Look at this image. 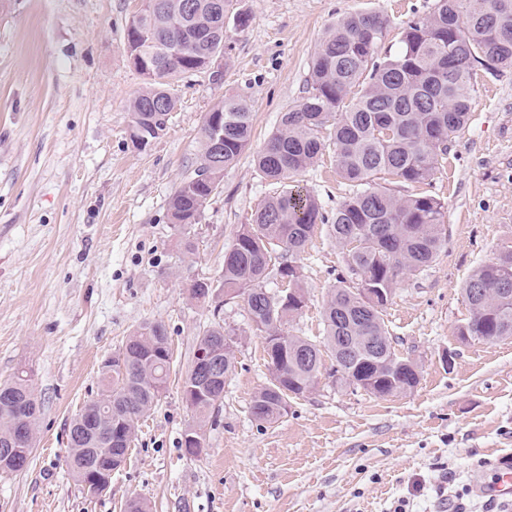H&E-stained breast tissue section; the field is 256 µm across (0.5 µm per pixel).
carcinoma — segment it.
<instances>
[{
  "label": "carcinoma",
  "instance_id": "obj_1",
  "mask_svg": "<svg viewBox=\"0 0 512 512\" xmlns=\"http://www.w3.org/2000/svg\"><path fill=\"white\" fill-rule=\"evenodd\" d=\"M248 22L236 0H151L134 18L128 34L129 64L144 78L130 99V142L150 146L166 130L177 100L171 81L198 70L219 50L228 17ZM389 21L380 12L348 14L326 31L312 61L311 92L281 116L280 124L253 158L258 174L279 185L243 224L224 251L217 287L244 302L250 328L265 344L269 379L251 400L260 422L278 421L288 402L306 396L321 370L322 350L335 364L329 376L340 385L379 397L397 396L418 381L416 363L397 354L383 309L402 278L428 266L445 242V203L430 194L399 196L376 182L391 174L407 185L422 184L448 155V142L467 124L472 79L480 66L487 73L512 65V0H437L423 18L402 27L399 49L383 48ZM211 112L224 116V129L201 128L200 159L193 173L172 191L168 220L184 232L198 223L211 187L236 166L252 135L251 105L241 94L218 102ZM326 148L349 193L330 215L297 176ZM324 226L342 248L343 269L323 307L321 343L290 333L285 326L306 306L307 292L297 257L318 227ZM288 278L293 301L279 297L267 281L271 273ZM512 276V245L495 260L475 268L462 286L469 318L457 335L483 341L512 337V294L502 279ZM211 280H193L188 298L205 303ZM378 288L376 298L361 293ZM227 343L222 351L224 376L235 367L232 334L218 322L203 328L195 350ZM119 353L125 371L107 364L102 390L93 405L69 426L67 467L87 493L97 478L110 474L112 454H125L138 421L161 399L167 387L172 353L166 327L141 325ZM194 378L183 379L182 392L192 424L182 445L194 455L195 431L204 430L217 401L219 386L200 395ZM95 410L93 421L87 411ZM41 410L28 373L0 384V448H34V428ZM26 429L18 443L14 433Z\"/></svg>",
  "mask_w": 512,
  "mask_h": 512
}]
</instances>
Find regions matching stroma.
Masks as SVG:
<instances>
[{
  "label": "stroma",
  "mask_w": 512,
  "mask_h": 512,
  "mask_svg": "<svg viewBox=\"0 0 512 512\" xmlns=\"http://www.w3.org/2000/svg\"><path fill=\"white\" fill-rule=\"evenodd\" d=\"M241 2L250 21L224 28L223 84L175 79L165 134L137 151L128 103L143 80L124 42L140 0H0V382L30 372L43 404L28 467L0 475V512H124L134 498L150 512H438L446 498L486 512L475 480L512 452V337L466 341L457 328L469 316L465 279L512 244V67L477 72L470 120L427 184L381 178L396 194L423 191L448 207L440 252L383 311L398 353L419 366L416 387L379 398L324 374L262 425L250 403L268 378L264 343L242 300L191 302L186 286L217 276L240 225L275 192L253 155L307 96L327 28L383 13L384 47L395 51L404 22L436 0ZM228 92L249 99L251 143L190 227L187 255L168 198L195 169L203 119ZM302 180L329 212L345 194L329 150ZM297 263L308 300L289 330L318 341L341 249L319 229ZM154 321L174 351L167 389L107 492L89 496L67 472L69 425L96 399L102 362ZM213 321L235 335V369L194 457L182 447L191 421L182 379Z\"/></svg>",
  "instance_id": "obj_1"
}]
</instances>
